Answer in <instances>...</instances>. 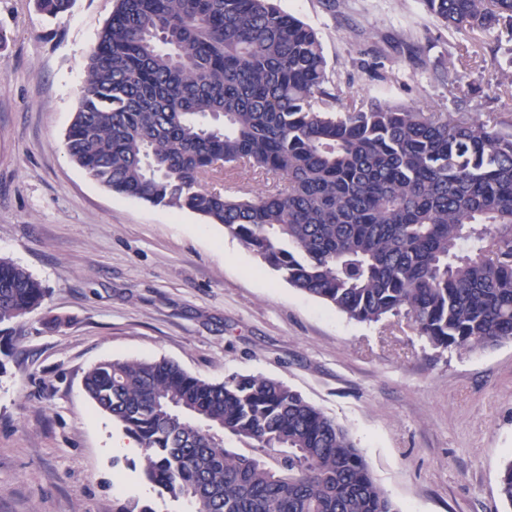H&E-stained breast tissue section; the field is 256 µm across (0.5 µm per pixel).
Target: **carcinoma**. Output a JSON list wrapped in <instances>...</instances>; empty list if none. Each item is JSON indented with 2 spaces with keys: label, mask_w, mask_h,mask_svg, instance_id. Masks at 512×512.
<instances>
[{
  "label": "carcinoma",
  "mask_w": 512,
  "mask_h": 512,
  "mask_svg": "<svg viewBox=\"0 0 512 512\" xmlns=\"http://www.w3.org/2000/svg\"><path fill=\"white\" fill-rule=\"evenodd\" d=\"M73 2L36 6L56 17ZM421 3L448 29L512 44V0ZM329 83L316 31L276 0H115L67 151L113 193L223 225L351 319L402 316L433 347L465 352L512 340V133L344 103ZM239 167L288 187L227 198L208 186ZM45 295L0 258L1 341ZM84 387L135 440L157 496L191 512H399L347 432L279 381L105 361ZM500 494L512 507V460Z\"/></svg>",
  "instance_id": "obj_1"
}]
</instances>
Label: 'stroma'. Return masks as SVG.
<instances>
[{
	"label": "stroma",
	"instance_id": "stroma-1",
	"mask_svg": "<svg viewBox=\"0 0 512 512\" xmlns=\"http://www.w3.org/2000/svg\"><path fill=\"white\" fill-rule=\"evenodd\" d=\"M319 34L330 89L358 102L512 125L491 31L441 26L420 0H279ZM113 0L55 18L0 0V258L46 288L0 372V512H169L83 379L160 360L212 382L260 374L341 425L399 512H512V341L432 347L403 317L360 323L267 268L219 224L112 193L69 157L87 56ZM279 177L241 167L225 195Z\"/></svg>",
	"mask_w": 512,
	"mask_h": 512
}]
</instances>
